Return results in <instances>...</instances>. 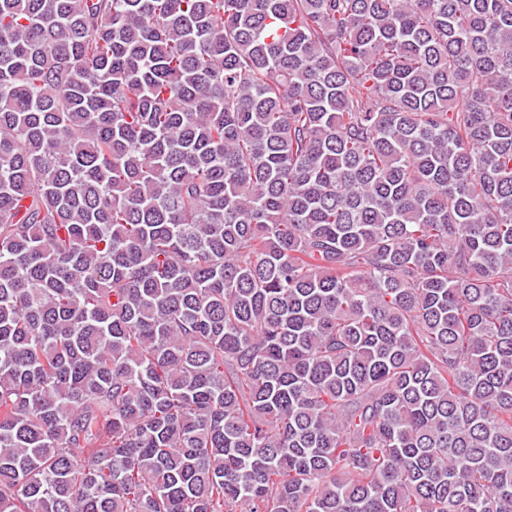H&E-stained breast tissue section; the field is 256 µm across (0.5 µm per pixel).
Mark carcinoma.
<instances>
[{"label": "carcinoma", "mask_w": 512, "mask_h": 512, "mask_svg": "<svg viewBox=\"0 0 512 512\" xmlns=\"http://www.w3.org/2000/svg\"><path fill=\"white\" fill-rule=\"evenodd\" d=\"M0 512H512V0H0Z\"/></svg>", "instance_id": "cac0c4a2"}]
</instances>
